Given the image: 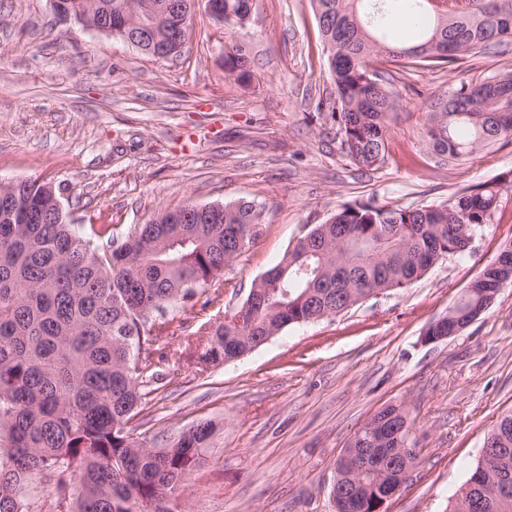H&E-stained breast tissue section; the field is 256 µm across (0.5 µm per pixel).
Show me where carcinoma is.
<instances>
[{
	"label": "carcinoma",
	"mask_w": 512,
	"mask_h": 512,
	"mask_svg": "<svg viewBox=\"0 0 512 512\" xmlns=\"http://www.w3.org/2000/svg\"><path fill=\"white\" fill-rule=\"evenodd\" d=\"M161 8L170 0H64L69 18L105 20L117 36L130 32L133 4ZM250 0H224L225 23L245 26ZM327 48L336 100L331 120L341 148L360 168L381 164L388 151L387 118L395 92L373 68L387 63L442 66L512 43V0H314ZM224 79H250V55L225 32ZM425 148L460 160L512 137V71L452 86L426 103ZM50 184L16 182L0 192V512H22L33 475L59 476L67 512H181L179 497L200 463L215 426L206 421L156 449L133 437L142 390L159 378L163 357L153 343L180 328L167 312L206 296L224 297V266L263 233L264 206L240 200L220 211L164 210L134 227L121 242L112 225L75 231L65 213L44 221L28 202L52 209ZM497 185H484L437 205L401 208L362 201L315 224L273 268L254 281L224 321L200 324L205 342L188 349L195 365L231 362L260 347L266 336L336 316L372 292L409 287L440 260L460 256L499 205ZM502 251L453 304L451 331L481 305L480 292L496 287ZM404 414L396 406L373 416L380 448H399ZM488 439L498 454L476 466L453 495L475 512H512V414ZM360 458L350 503L336 512H372L383 482ZM77 479L69 488L66 477Z\"/></svg>",
	"instance_id": "obj_1"
}]
</instances>
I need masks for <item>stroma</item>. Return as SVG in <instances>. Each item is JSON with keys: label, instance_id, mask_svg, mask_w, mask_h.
I'll use <instances>...</instances> for the list:
<instances>
[{"label": "stroma", "instance_id": "stroma-1", "mask_svg": "<svg viewBox=\"0 0 512 512\" xmlns=\"http://www.w3.org/2000/svg\"><path fill=\"white\" fill-rule=\"evenodd\" d=\"M240 35L252 82L225 80L224 27L197 0L189 48L157 59L122 39L60 22L50 0H0V180L62 189L72 223L108 224L122 240L184 205L264 204L256 244L224 269L220 303L179 310L156 342L171 353L222 321L253 281L312 225L361 200L414 208L507 178L497 211L469 251L409 288L291 326L235 361L164 368L132 431L158 446L192 424L217 431L181 499L190 512H335V463L376 412L403 409L419 452L383 512H446L512 412V285L457 335L427 328L512 243V138L436 162L422 146L426 101L449 86L512 70L492 47L449 67L386 68L396 93L389 147L374 170L352 164L327 109L335 99L313 0H253Z\"/></svg>", "mask_w": 512, "mask_h": 512}]
</instances>
